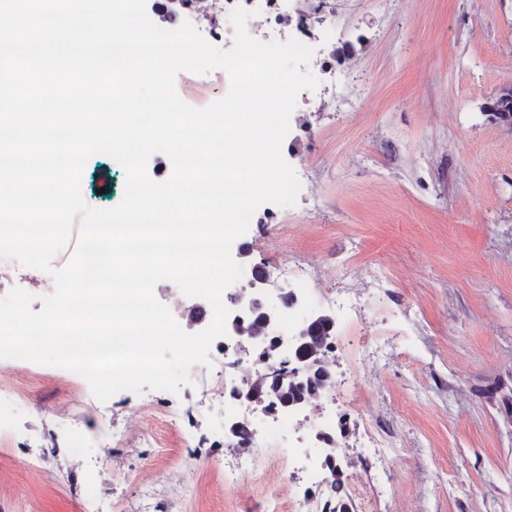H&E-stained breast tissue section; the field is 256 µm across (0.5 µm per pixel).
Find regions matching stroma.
<instances>
[{"label":"stroma","mask_w":512,"mask_h":512,"mask_svg":"<svg viewBox=\"0 0 512 512\" xmlns=\"http://www.w3.org/2000/svg\"><path fill=\"white\" fill-rule=\"evenodd\" d=\"M325 58L302 91L282 146L300 181L295 206H260L236 246L272 294H304L293 272L339 288L375 271L358 312L336 316L346 340L392 342L399 358L347 389L357 445L343 462L351 512H512V126L486 106L512 87V0H322ZM223 70L180 73L176 92L203 108L226 95ZM125 173L105 155L82 175L91 207L122 199ZM220 360L196 365L178 393L121 391L97 400L65 369L0 363V512H286L303 481L276 477L298 440L241 482L224 477V411L211 397ZM400 448L383 471L359 451L365 423ZM111 459L99 463L102 444ZM38 466H31L32 457Z\"/></svg>","instance_id":"1"}]
</instances>
